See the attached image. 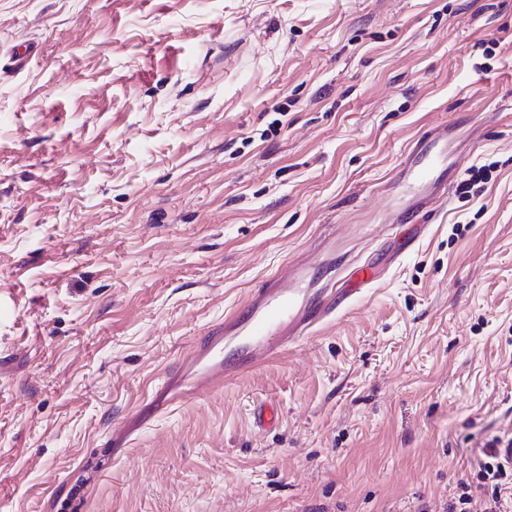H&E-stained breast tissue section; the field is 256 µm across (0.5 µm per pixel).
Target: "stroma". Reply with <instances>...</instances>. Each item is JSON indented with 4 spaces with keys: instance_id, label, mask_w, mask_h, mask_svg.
<instances>
[{
    "instance_id": "obj_1",
    "label": "stroma",
    "mask_w": 512,
    "mask_h": 512,
    "mask_svg": "<svg viewBox=\"0 0 512 512\" xmlns=\"http://www.w3.org/2000/svg\"><path fill=\"white\" fill-rule=\"evenodd\" d=\"M440 123L447 192L411 243L395 179ZM315 259L380 278L108 448L210 325ZM496 437L512 0H0V512H448L465 483L484 501Z\"/></svg>"
}]
</instances>
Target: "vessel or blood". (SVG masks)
Wrapping results in <instances>:
<instances>
[{"label":"vessel or blood","mask_w":512,"mask_h":512,"mask_svg":"<svg viewBox=\"0 0 512 512\" xmlns=\"http://www.w3.org/2000/svg\"><path fill=\"white\" fill-rule=\"evenodd\" d=\"M447 150L448 127L437 125L417 140L402 162L399 179L407 189L408 214L417 227H424L435 198L446 191L437 182L436 172ZM377 278L372 264L356 265L337 286L319 289L308 303L304 300L306 264L275 273L230 317L212 325L191 354L167 374L152 397L150 414L159 415L176 401L281 353L316 324L347 308Z\"/></svg>","instance_id":"vessel-or-blood-1"}]
</instances>
